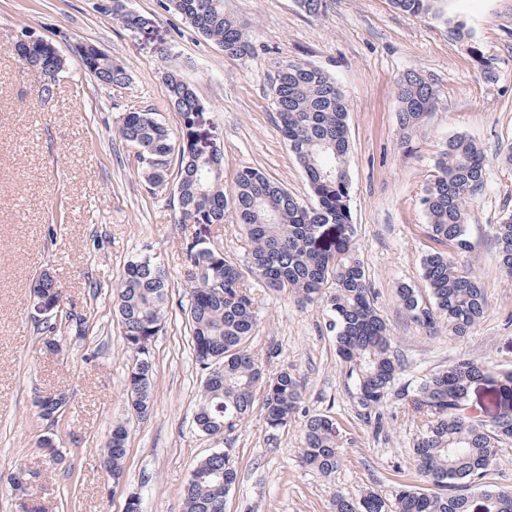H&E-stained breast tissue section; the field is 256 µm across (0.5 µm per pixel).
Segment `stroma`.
<instances>
[{
	"label": "stroma",
	"mask_w": 512,
	"mask_h": 512,
	"mask_svg": "<svg viewBox=\"0 0 512 512\" xmlns=\"http://www.w3.org/2000/svg\"><path fill=\"white\" fill-rule=\"evenodd\" d=\"M128 6L149 18L147 28L123 27L95 12L92 0H0V512H12L8 481L19 464L42 473L35 499L46 512H126L133 496L142 512H184L181 490L192 469L217 452L238 470L227 512H332L339 493L357 501L373 492L391 503L402 487H424L412 455L421 421L404 391L463 356L512 371V275L499 267L491 233L512 211V165L502 161L512 144V0H443L440 18L410 16L390 0H327L317 17L297 0H224L254 48L238 59L160 0ZM454 18L464 22V36L454 33ZM24 31L52 41L65 60L45 104L43 75L22 69L12 52ZM82 44L111 55L126 70V84L98 87L76 52ZM287 58L324 70L346 94L351 221L401 370L380 407L383 427L374 429L360 416L322 307L253 281L258 327L251 347L267 358L269 373L287 368L299 376L302 402L285 428H270L256 413L234 433L211 437L194 424L207 372L191 348L179 261L193 227L181 223L170 191L148 189L116 127L123 113L151 108L177 128L161 78L164 68H175L204 105V129L224 149L225 187L252 167L311 201L273 105V77ZM410 70L433 80L438 105L404 144L396 85ZM456 134L475 139L487 163L467 228L472 250L459 261L479 278L489 308L464 338L417 326L396 295L401 283L425 286L422 259L435 244L421 198L444 142ZM143 254L166 269L173 289L153 343L154 408L137 420L128 411L129 353L111 289ZM44 270L89 319L81 340L58 326L65 339L59 353L43 348L30 318L32 283ZM52 390L67 392L69 402L50 428L34 401ZM316 414L332 417L344 448L329 477L301 460L304 426ZM116 421L128 428L117 481L99 456ZM48 434L64 462L39 448Z\"/></svg>",
	"instance_id": "35a3bbf8"
}]
</instances>
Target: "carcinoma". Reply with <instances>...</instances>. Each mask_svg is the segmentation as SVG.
Here are the masks:
<instances>
[{
  "label": "carcinoma",
  "mask_w": 512,
  "mask_h": 512,
  "mask_svg": "<svg viewBox=\"0 0 512 512\" xmlns=\"http://www.w3.org/2000/svg\"><path fill=\"white\" fill-rule=\"evenodd\" d=\"M394 8L416 17L431 14L435 0H391ZM164 10L182 16L200 36L215 42L227 57H242L253 47L243 28L224 13V0H162ZM108 15L128 29H141L150 19L131 11L127 0H112ZM24 56L59 73L64 60L44 44L22 49ZM85 70L103 87L121 86L125 69L103 53L88 50ZM169 106L180 117L173 133L159 113L145 109L123 115L119 137L137 148V170L150 189L174 185L181 222L196 226L181 248L189 303L185 314L196 361L208 370L197 394L195 425L210 436L230 434L255 411L272 429L285 428L299 407L302 385L283 369L266 376L262 361L250 348L257 326L249 279L257 278L273 290H288L297 301L321 305L330 331L336 333V355L356 387L361 416L369 421L382 404L399 368L387 324L374 308L372 288L351 224L348 135L349 109L336 80L308 63L285 59L278 63L272 85L278 128L291 153L303 167L313 202L292 196L280 182L258 169L246 167L224 191V163L216 143L200 128L202 104L175 70L163 75ZM398 126L409 138L437 105L433 83L416 71L397 84ZM437 175L427 184L421 203L427 215L428 238L439 248L422 260L428 296L405 283L396 294L409 318L418 326L448 327L463 338L485 316L488 299L478 279L448 253L471 248L467 235L470 204L484 186L485 156L480 144L466 135L449 137L436 162ZM232 208L250 242V257L241 267L224 257L211 243V228L224 223ZM498 261L512 274V213L492 225ZM170 292L163 267L151 256L128 262L117 287L116 316L132 362L127 388L130 411L139 417L153 407L151 337L162 331ZM64 295L53 276L37 277L33 299ZM60 321L82 339L86 316L68 307ZM489 374L488 367L462 357L424 379L403 396L424 417L413 448L425 482L438 491L402 489L394 506L376 494L353 502L342 494L333 500L334 512H512V488L485 481L497 448L512 439V407L488 422H476L464 413L471 384ZM66 396L54 392L37 403L42 420L59 422ZM303 463L330 476L344 458L336 427L328 415L305 423ZM127 455V430L112 427L102 463L113 479L120 478ZM238 479V470L222 453L194 467L184 488L186 512H224ZM15 500L28 499L33 486L12 476Z\"/></svg>",
  "instance_id": "obj_1"
}]
</instances>
